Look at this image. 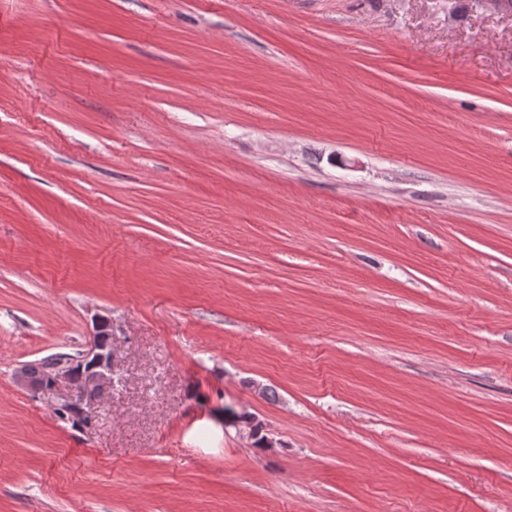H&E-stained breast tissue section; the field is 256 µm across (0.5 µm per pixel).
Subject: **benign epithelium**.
Masks as SVG:
<instances>
[{
  "label": "benign epithelium",
  "instance_id": "1",
  "mask_svg": "<svg viewBox=\"0 0 512 512\" xmlns=\"http://www.w3.org/2000/svg\"><path fill=\"white\" fill-rule=\"evenodd\" d=\"M112 336V320L97 316L92 339L79 356L56 354L39 361L24 363L14 371V381L33 394L58 395L56 411L67 414L78 423L91 419L96 404L83 396L92 388L100 393L112 387L115 353L112 344L100 347L97 336Z\"/></svg>",
  "mask_w": 512,
  "mask_h": 512
}]
</instances>
